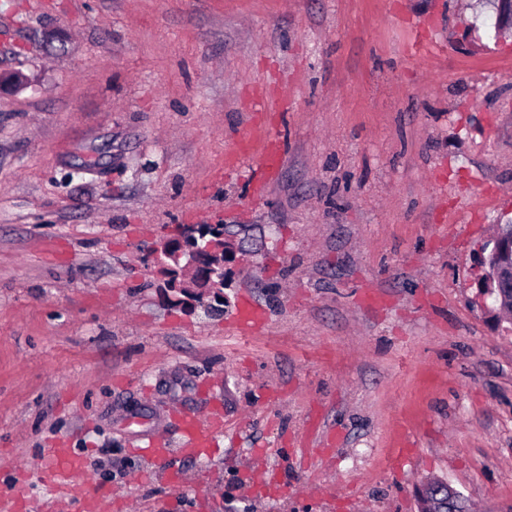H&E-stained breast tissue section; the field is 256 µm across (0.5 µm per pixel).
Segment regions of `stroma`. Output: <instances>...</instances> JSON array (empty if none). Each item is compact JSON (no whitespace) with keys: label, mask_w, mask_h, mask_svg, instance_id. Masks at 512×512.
Returning <instances> with one entry per match:
<instances>
[{"label":"stroma","mask_w":512,"mask_h":512,"mask_svg":"<svg viewBox=\"0 0 512 512\" xmlns=\"http://www.w3.org/2000/svg\"><path fill=\"white\" fill-rule=\"evenodd\" d=\"M476 0H0V503L24 512H512V30ZM275 130L263 191L243 140ZM224 224L218 318L148 248ZM263 313L240 331L244 304ZM224 417L206 455L183 416ZM165 441L168 455L146 456ZM79 457L52 502L38 470ZM511 225H499L497 235L490 242L491 249L480 259V267L483 271L479 280L481 294L483 297H492L495 301L512 295L509 290L512 288ZM51 474L56 492L59 496H71L73 492L72 477L81 469V461L73 455H66L62 448L49 455Z\"/></svg>","instance_id":"1"}]
</instances>
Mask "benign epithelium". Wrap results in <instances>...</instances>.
I'll return each instance as SVG.
<instances>
[{"label": "benign epithelium", "mask_w": 512, "mask_h": 512, "mask_svg": "<svg viewBox=\"0 0 512 512\" xmlns=\"http://www.w3.org/2000/svg\"><path fill=\"white\" fill-rule=\"evenodd\" d=\"M491 244L489 252L480 259L481 294L504 299L512 295V226L499 225ZM240 250L242 247L227 237L224 227L213 224L207 229L193 224L155 241L148 259L167 280L171 271L178 272L168 300L173 306L182 307L188 296L224 297V264L236 260Z\"/></svg>", "instance_id": "obj_1"}]
</instances>
